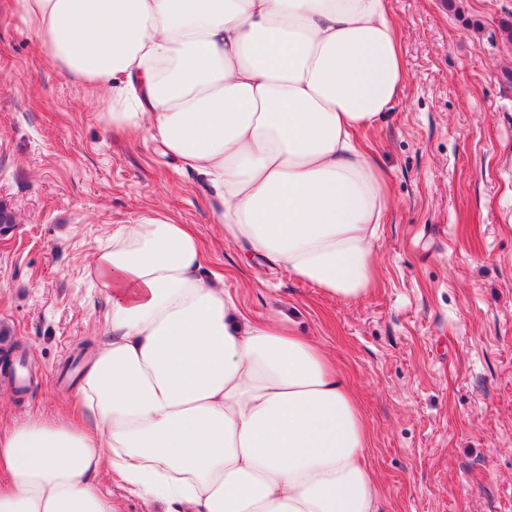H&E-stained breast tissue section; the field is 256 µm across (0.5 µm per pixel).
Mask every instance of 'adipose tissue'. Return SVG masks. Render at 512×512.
<instances>
[{"instance_id":"adipose-tissue-1","label":"adipose tissue","mask_w":512,"mask_h":512,"mask_svg":"<svg viewBox=\"0 0 512 512\" xmlns=\"http://www.w3.org/2000/svg\"><path fill=\"white\" fill-rule=\"evenodd\" d=\"M102 123L211 188L226 239L344 301L367 295L390 199L357 140L406 80L389 0H13ZM88 275L103 340L66 419L0 429V512H383L370 431L287 309L249 313L191 225L113 230ZM100 481L109 488L112 493V500L118 505L121 512L156 511L154 506L144 504L142 501L128 496L118 481H112V475L104 474Z\"/></svg>"}]
</instances>
